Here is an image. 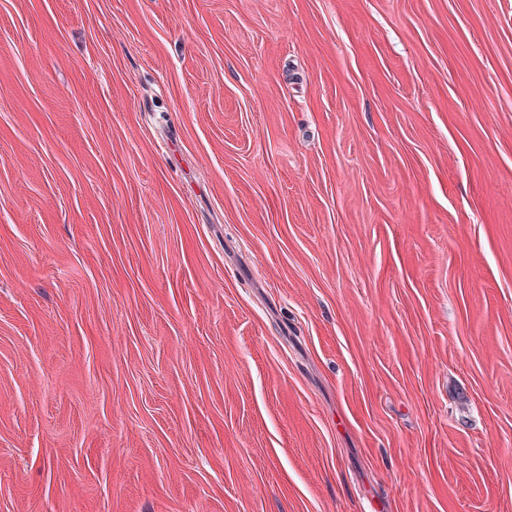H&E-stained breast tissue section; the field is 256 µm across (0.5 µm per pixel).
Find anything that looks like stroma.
<instances>
[{
    "label": "stroma",
    "mask_w": 512,
    "mask_h": 512,
    "mask_svg": "<svg viewBox=\"0 0 512 512\" xmlns=\"http://www.w3.org/2000/svg\"><path fill=\"white\" fill-rule=\"evenodd\" d=\"M0 512H512V0H0Z\"/></svg>",
    "instance_id": "obj_1"
}]
</instances>
